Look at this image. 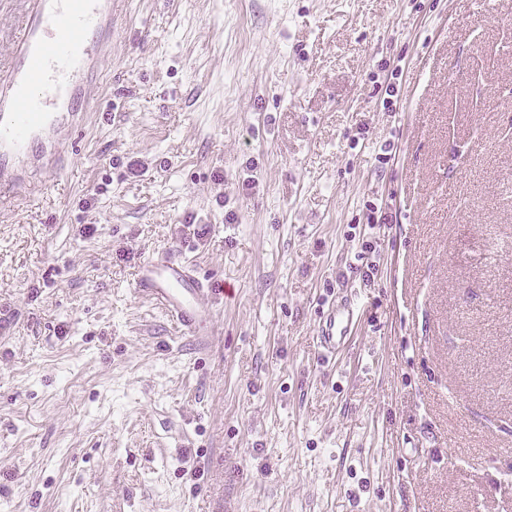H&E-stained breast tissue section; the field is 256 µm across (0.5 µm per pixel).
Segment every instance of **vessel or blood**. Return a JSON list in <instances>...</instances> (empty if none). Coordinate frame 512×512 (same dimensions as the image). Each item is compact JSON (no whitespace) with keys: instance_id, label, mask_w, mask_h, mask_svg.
I'll list each match as a JSON object with an SVG mask.
<instances>
[{"instance_id":"obj_1","label":"vessel or blood","mask_w":512,"mask_h":512,"mask_svg":"<svg viewBox=\"0 0 512 512\" xmlns=\"http://www.w3.org/2000/svg\"><path fill=\"white\" fill-rule=\"evenodd\" d=\"M121 5L122 0H26L12 55L0 67L1 189L31 174L52 180L62 172L63 139L88 116L95 86L90 63L122 33ZM135 290L159 301L199 347L211 343L202 311L210 282L174 250L147 257ZM357 322L350 299L332 302L316 328L320 356L335 359Z\"/></svg>"}]
</instances>
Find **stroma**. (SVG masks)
<instances>
[{
	"label": "stroma",
	"instance_id": "obj_1",
	"mask_svg": "<svg viewBox=\"0 0 512 512\" xmlns=\"http://www.w3.org/2000/svg\"><path fill=\"white\" fill-rule=\"evenodd\" d=\"M121 22L107 118L0 193V512H512V0ZM159 248L227 291L208 349L134 291ZM358 322L354 304L348 298L334 300L320 315L315 342L318 353L326 360L336 358V354L350 341Z\"/></svg>",
	"mask_w": 512,
	"mask_h": 512
}]
</instances>
